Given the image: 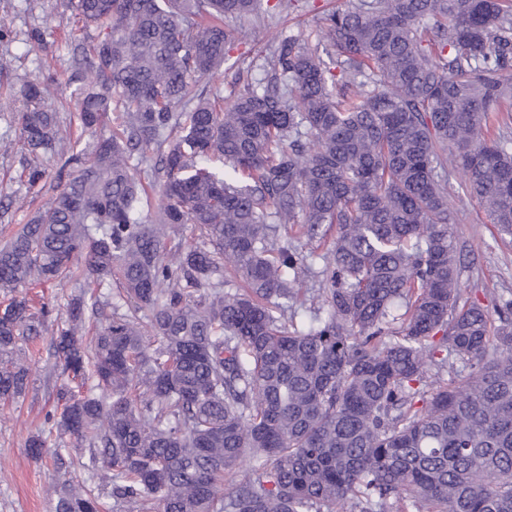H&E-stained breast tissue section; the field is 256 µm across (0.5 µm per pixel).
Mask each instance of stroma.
<instances>
[{"instance_id":"1","label":"stroma","mask_w":512,"mask_h":512,"mask_svg":"<svg viewBox=\"0 0 512 512\" xmlns=\"http://www.w3.org/2000/svg\"><path fill=\"white\" fill-rule=\"evenodd\" d=\"M290 7L278 8V0H263L258 14L245 21L225 20L226 28L245 25L247 42L227 46L223 67L212 78L225 99H232L239 82L263 79L264 57L283 36L304 31L310 45H317L323 12L334 9L340 0H290ZM0 15L11 23V40L0 42V99L20 89L23 82L38 80L47 85V104L59 112L62 127L71 136L89 145L75 109L69 104V83L76 67L71 43L78 35L74 19L63 0H0ZM16 123L10 111L0 110V196L25 197V208H9L0 216L5 224L26 223L32 212L50 197L51 186L42 191L28 188L15 149L5 147L14 137ZM451 205L457 214L454 226L468 266V288L479 293L489 290L512 297V239L503 238L475 199L459 194ZM26 349L24 360L32 369L28 393L16 401L0 400V512H52L53 503L45 493L56 474L50 458L32 459L26 448L29 436L42 429L43 415L56 402L58 389L65 384L50 355V340Z\"/></svg>"}]
</instances>
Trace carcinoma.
Segmentation results:
<instances>
[{
    "label": "carcinoma",
    "mask_w": 512,
    "mask_h": 512,
    "mask_svg": "<svg viewBox=\"0 0 512 512\" xmlns=\"http://www.w3.org/2000/svg\"><path fill=\"white\" fill-rule=\"evenodd\" d=\"M261 2L67 0L99 30L72 49L90 149L22 86L27 185L40 152L60 166L0 228V399L56 311L26 289H80L54 340L80 390L44 425L88 478L50 484L53 512H100L101 489L138 512H512V298L492 314L464 286L449 204L457 170L512 238V0H345L323 47L279 40L226 104L210 78L249 33L224 19ZM329 237L315 268L298 244Z\"/></svg>",
    "instance_id": "carcinoma-1"
}]
</instances>
